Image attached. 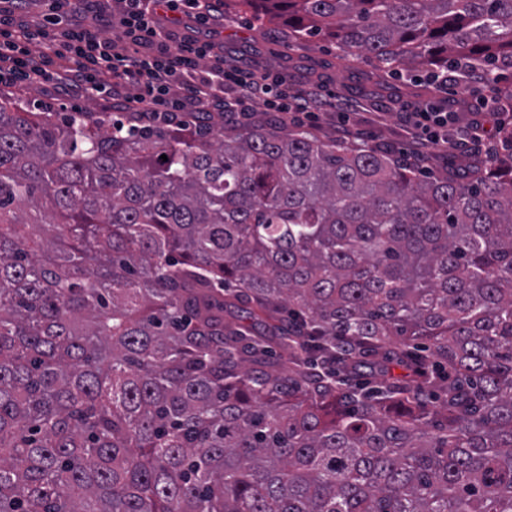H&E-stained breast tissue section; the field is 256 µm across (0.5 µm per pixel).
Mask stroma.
<instances>
[{"label": "stroma", "mask_w": 512, "mask_h": 512, "mask_svg": "<svg viewBox=\"0 0 512 512\" xmlns=\"http://www.w3.org/2000/svg\"><path fill=\"white\" fill-rule=\"evenodd\" d=\"M219 8L238 19L237 24L225 27L221 34L226 56L251 70L285 74L302 89L314 83L325 84L337 99L351 103L354 136L349 140L350 145H357L359 136L363 135L369 138L371 148L396 157L411 156L413 141L400 120V112L417 105L435 104L444 98L449 110L456 112L458 123L448 128L449 145L429 148L423 174L441 176L453 171L468 177L474 165L489 169L490 155H502L503 137H495L488 151L458 140V125L474 119L488 127L493 124L489 115L478 110L480 91L461 89L446 94L436 84L411 82L409 75L379 67L373 60L342 57L335 45L323 37L292 35L282 21L257 19L240 8L236 0H220ZM36 100L55 112L99 113L106 109L105 102L64 96L50 89L26 88L16 98L26 108Z\"/></svg>", "instance_id": "obj_1"}]
</instances>
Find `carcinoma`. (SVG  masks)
Returning <instances> with one entry per match:
<instances>
[{
	"instance_id": "1",
	"label": "carcinoma",
	"mask_w": 512,
	"mask_h": 512,
	"mask_svg": "<svg viewBox=\"0 0 512 512\" xmlns=\"http://www.w3.org/2000/svg\"><path fill=\"white\" fill-rule=\"evenodd\" d=\"M241 3L512 70V0ZM0 512H512V153L424 178L1 97Z\"/></svg>"
}]
</instances>
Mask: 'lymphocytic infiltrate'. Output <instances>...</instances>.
<instances>
[{
	"label": "lymphocytic infiltrate",
	"mask_w": 512,
	"mask_h": 512,
	"mask_svg": "<svg viewBox=\"0 0 512 512\" xmlns=\"http://www.w3.org/2000/svg\"><path fill=\"white\" fill-rule=\"evenodd\" d=\"M17 2L0 0V88L49 83L153 121L257 105L283 116L311 114L324 103L320 87L297 91L287 77L244 73L225 61L224 16L212 0H119L109 16L93 9L94 0H41L30 20L15 17ZM184 16L207 38L173 31ZM448 118L430 105L403 121L422 150L443 141Z\"/></svg>",
	"instance_id": "obj_1"
}]
</instances>
